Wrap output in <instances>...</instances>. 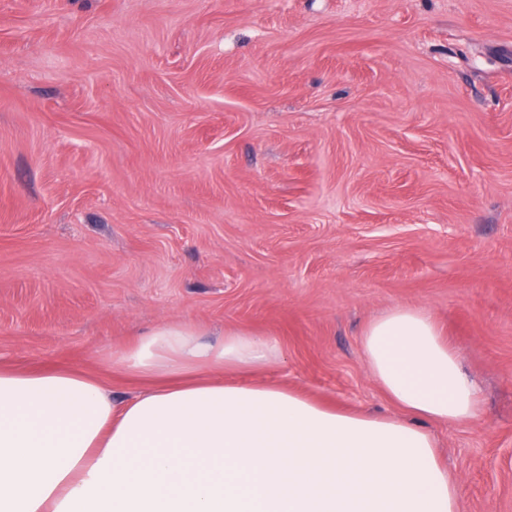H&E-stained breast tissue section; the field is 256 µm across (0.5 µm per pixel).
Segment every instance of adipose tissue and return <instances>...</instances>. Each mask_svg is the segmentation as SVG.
<instances>
[{"label": "adipose tissue", "instance_id": "1", "mask_svg": "<svg viewBox=\"0 0 512 512\" xmlns=\"http://www.w3.org/2000/svg\"><path fill=\"white\" fill-rule=\"evenodd\" d=\"M164 322L107 360L119 396L68 368L0 363V512H463L425 422L473 421L478 389L421 307L362 332L401 417L346 412L237 377L277 361L272 339Z\"/></svg>", "mask_w": 512, "mask_h": 512}]
</instances>
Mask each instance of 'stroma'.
<instances>
[{
	"mask_svg": "<svg viewBox=\"0 0 512 512\" xmlns=\"http://www.w3.org/2000/svg\"><path fill=\"white\" fill-rule=\"evenodd\" d=\"M424 307L480 394L429 424L512 512V0H0V361L135 382L167 320L398 415L362 331Z\"/></svg>",
	"mask_w": 512,
	"mask_h": 512,
	"instance_id": "stroma-1",
	"label": "stroma"
}]
</instances>
